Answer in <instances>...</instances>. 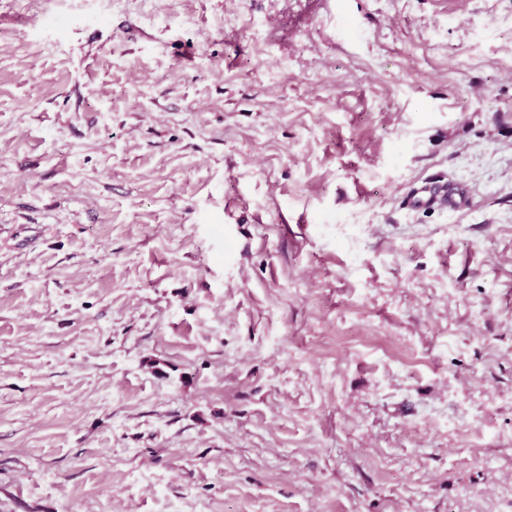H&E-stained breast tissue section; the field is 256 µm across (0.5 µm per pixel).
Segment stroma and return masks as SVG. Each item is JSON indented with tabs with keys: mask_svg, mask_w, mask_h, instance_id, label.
Returning a JSON list of instances; mask_svg holds the SVG:
<instances>
[{
	"mask_svg": "<svg viewBox=\"0 0 512 512\" xmlns=\"http://www.w3.org/2000/svg\"><path fill=\"white\" fill-rule=\"evenodd\" d=\"M0 512H512V0H0Z\"/></svg>",
	"mask_w": 512,
	"mask_h": 512,
	"instance_id": "35a3bbf8",
	"label": "stroma"
}]
</instances>
